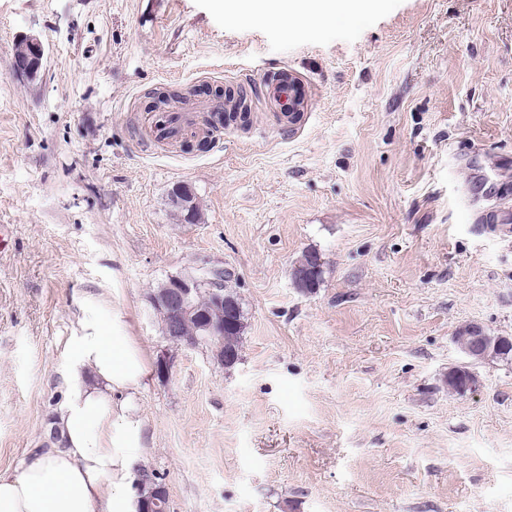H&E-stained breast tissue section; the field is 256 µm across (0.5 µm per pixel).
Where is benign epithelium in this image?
<instances>
[{
	"mask_svg": "<svg viewBox=\"0 0 512 512\" xmlns=\"http://www.w3.org/2000/svg\"><path fill=\"white\" fill-rule=\"evenodd\" d=\"M45 49L41 39L33 34L21 36L14 49V71L17 75L30 81L35 80L43 67ZM172 202L183 212L186 218L195 221L199 216V202L193 189L187 184H179L171 191ZM322 270V261L319 255L303 256L291 269V278L296 287L305 292L315 288L318 274ZM220 268H209L201 276L191 273L179 274L169 278L168 282L153 293L151 304L153 307L169 316L165 336L178 334L180 321L196 318L201 323L202 337L185 346L195 347L199 343H207L217 347V351L224 350V329L237 326L234 318V306L224 307V290L222 281L218 278ZM209 285L214 305L219 310H228V315H220L214 319L204 313L194 304V296L203 285ZM486 330L479 323H469L459 327L453 342L461 354L472 363L491 360L501 356L512 346L507 341L490 344L485 339Z\"/></svg>",
	"mask_w": 512,
	"mask_h": 512,
	"instance_id": "7a95c632",
	"label": "benign epithelium"
}]
</instances>
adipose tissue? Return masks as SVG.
<instances>
[{
  "instance_id": "adipose-tissue-1",
  "label": "adipose tissue",
  "mask_w": 512,
  "mask_h": 512,
  "mask_svg": "<svg viewBox=\"0 0 512 512\" xmlns=\"http://www.w3.org/2000/svg\"><path fill=\"white\" fill-rule=\"evenodd\" d=\"M372 0H226L234 18L285 15L296 23L316 17L355 19ZM64 399L50 427L55 447L30 454L21 471H0V512H137L131 487L142 438L131 397L147 366L123 333L120 317L89 303L70 340Z\"/></svg>"
}]
</instances>
